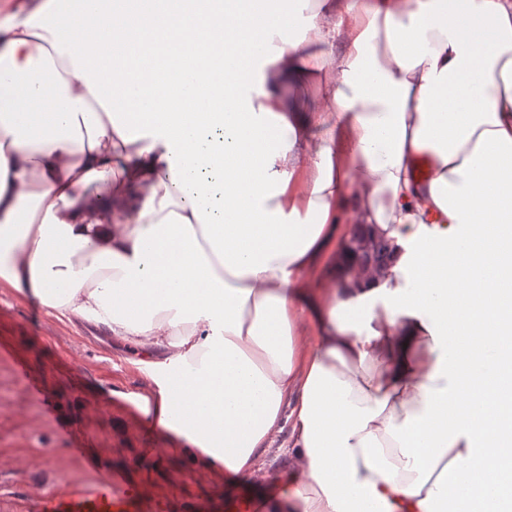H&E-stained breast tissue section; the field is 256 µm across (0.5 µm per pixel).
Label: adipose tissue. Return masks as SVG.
Masks as SVG:
<instances>
[{
    "instance_id": "obj_1",
    "label": "adipose tissue",
    "mask_w": 512,
    "mask_h": 512,
    "mask_svg": "<svg viewBox=\"0 0 512 512\" xmlns=\"http://www.w3.org/2000/svg\"><path fill=\"white\" fill-rule=\"evenodd\" d=\"M251 2L0 0V279L241 479L289 421L273 512H512V0H321L268 55ZM355 224L391 252L343 279ZM249 63L231 60L224 64V108L231 111L239 102V74Z\"/></svg>"
}]
</instances>
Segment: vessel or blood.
<instances>
[{
	"label": "vessel or blood",
	"mask_w": 512,
	"mask_h": 512,
	"mask_svg": "<svg viewBox=\"0 0 512 512\" xmlns=\"http://www.w3.org/2000/svg\"><path fill=\"white\" fill-rule=\"evenodd\" d=\"M244 68L245 64L240 60H231L224 65L226 109H234L239 102V76ZM58 430L68 436L70 453L81 457L88 469L99 470L98 459L86 453L68 421H61ZM32 512H157V507L141 485L130 481L123 471L115 470L91 493L76 488L65 492H43L35 499Z\"/></svg>",
	"instance_id": "1"
}]
</instances>
